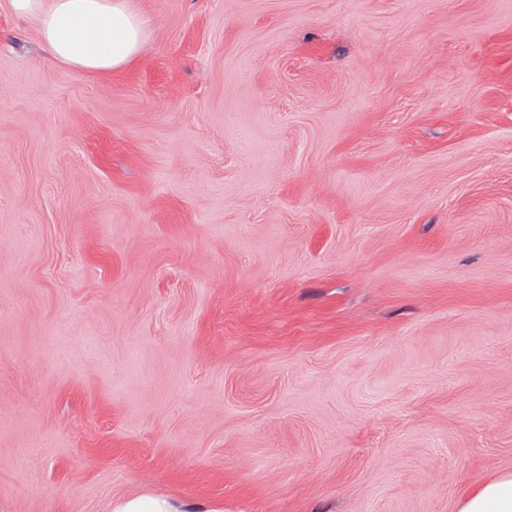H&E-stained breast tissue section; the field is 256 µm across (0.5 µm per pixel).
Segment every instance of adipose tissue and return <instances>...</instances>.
Listing matches in <instances>:
<instances>
[{
  "instance_id": "ef3b65f1",
  "label": "adipose tissue",
  "mask_w": 512,
  "mask_h": 512,
  "mask_svg": "<svg viewBox=\"0 0 512 512\" xmlns=\"http://www.w3.org/2000/svg\"><path fill=\"white\" fill-rule=\"evenodd\" d=\"M10 5L35 19L48 55L79 76L130 65L150 37L148 21L130 0H10ZM458 512H512V473L466 493Z\"/></svg>"
}]
</instances>
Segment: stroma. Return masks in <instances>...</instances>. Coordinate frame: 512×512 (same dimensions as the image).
I'll return each instance as SVG.
<instances>
[{
  "mask_svg": "<svg viewBox=\"0 0 512 512\" xmlns=\"http://www.w3.org/2000/svg\"><path fill=\"white\" fill-rule=\"evenodd\" d=\"M0 0V512H457L512 472V0ZM32 17L48 55L85 74H106L133 63L149 37L148 21L129 0H10ZM113 512H183L168 499L140 495L112 505Z\"/></svg>",
  "mask_w": 512,
  "mask_h": 512,
  "instance_id": "obj_1",
  "label": "stroma"
}]
</instances>
